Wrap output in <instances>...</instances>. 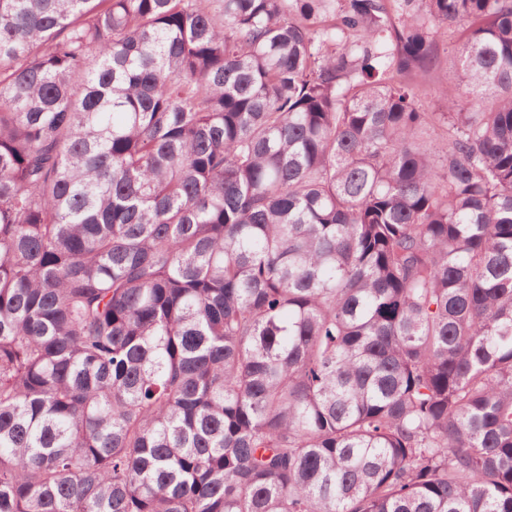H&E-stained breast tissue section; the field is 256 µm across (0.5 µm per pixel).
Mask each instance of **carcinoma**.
Returning <instances> with one entry per match:
<instances>
[{"instance_id":"1","label":"carcinoma","mask_w":512,"mask_h":512,"mask_svg":"<svg viewBox=\"0 0 512 512\" xmlns=\"http://www.w3.org/2000/svg\"><path fill=\"white\" fill-rule=\"evenodd\" d=\"M0 512H512V0H0ZM422 85L420 101L422 107L428 112H446L447 97L439 84L431 77L418 79Z\"/></svg>"}]
</instances>
